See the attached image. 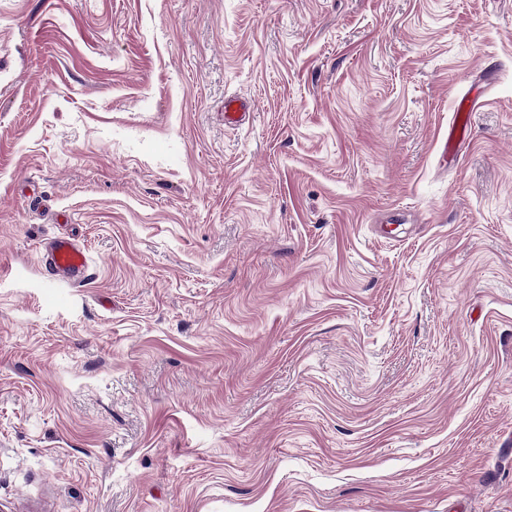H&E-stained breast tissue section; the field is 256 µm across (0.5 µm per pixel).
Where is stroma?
<instances>
[{"label": "stroma", "instance_id": "obj_1", "mask_svg": "<svg viewBox=\"0 0 512 512\" xmlns=\"http://www.w3.org/2000/svg\"><path fill=\"white\" fill-rule=\"evenodd\" d=\"M0 512H512V0H0ZM478 106L479 99L463 97L460 100L454 120L448 125V138L443 139L440 144L442 159H457L458 147L468 136L469 112H473ZM54 277L86 278L89 262L85 246L71 236H58L47 243L42 254Z\"/></svg>", "mask_w": 512, "mask_h": 512}]
</instances>
